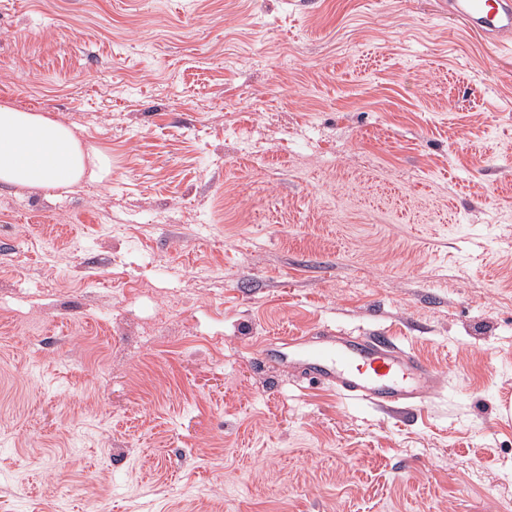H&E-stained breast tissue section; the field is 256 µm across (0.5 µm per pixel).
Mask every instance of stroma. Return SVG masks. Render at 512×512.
Segmentation results:
<instances>
[{
	"mask_svg": "<svg viewBox=\"0 0 512 512\" xmlns=\"http://www.w3.org/2000/svg\"><path fill=\"white\" fill-rule=\"evenodd\" d=\"M4 99L112 169L0 184V512H512L511 48L439 0H0ZM323 328L446 386L257 359ZM260 362L293 368L343 398L381 409L409 411L439 394L429 366L384 332L351 335L321 329L316 336L265 341Z\"/></svg>",
	"mask_w": 512,
	"mask_h": 512,
	"instance_id": "1",
	"label": "stroma"
}]
</instances>
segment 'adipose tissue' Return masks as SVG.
Listing matches in <instances>:
<instances>
[{"label": "adipose tissue", "mask_w": 512, "mask_h": 512, "mask_svg": "<svg viewBox=\"0 0 512 512\" xmlns=\"http://www.w3.org/2000/svg\"><path fill=\"white\" fill-rule=\"evenodd\" d=\"M109 159L85 146L79 130L56 118L0 102V183L24 189H68L102 181Z\"/></svg>", "instance_id": "1"}]
</instances>
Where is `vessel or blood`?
I'll use <instances>...</instances> for the list:
<instances>
[{
	"instance_id": "vessel-or-blood-1",
	"label": "vessel or blood",
	"mask_w": 512,
	"mask_h": 512,
	"mask_svg": "<svg viewBox=\"0 0 512 512\" xmlns=\"http://www.w3.org/2000/svg\"><path fill=\"white\" fill-rule=\"evenodd\" d=\"M448 10L490 42L512 41V0H448ZM260 361L295 369L341 397L381 409L409 411L439 394L429 366L383 332L351 335L322 329L313 336L267 341Z\"/></svg>"
}]
</instances>
